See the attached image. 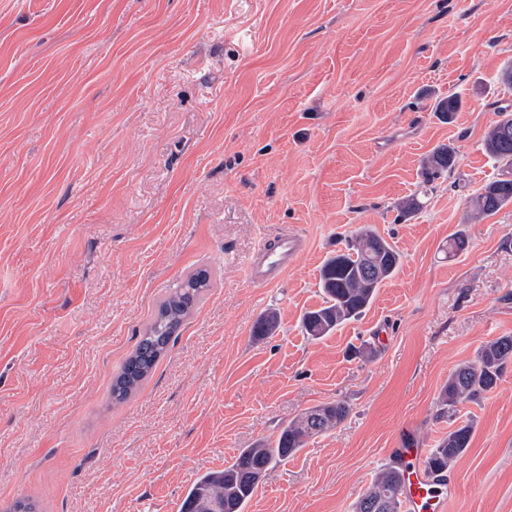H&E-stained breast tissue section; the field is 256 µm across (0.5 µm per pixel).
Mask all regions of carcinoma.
I'll use <instances>...</instances> for the list:
<instances>
[{
  "label": "carcinoma",
  "instance_id": "cac0c4a2",
  "mask_svg": "<svg viewBox=\"0 0 512 512\" xmlns=\"http://www.w3.org/2000/svg\"><path fill=\"white\" fill-rule=\"evenodd\" d=\"M483 150L493 160L512 170V114L502 113L486 133ZM456 151L450 145L436 147L421 164L424 183L429 185L448 175L455 167ZM512 203V175L507 173L486 184L472 200L478 216L496 213ZM401 255L385 238L368 228H360L345 241V249L329 258L321 268L320 307L304 313L302 328L315 339L327 336L345 322L358 318L371 304L377 288L396 273ZM210 287L208 275H190L159 306L134 353L127 359L112 383V398L126 399L151 373L167 350L173 335L184 322L197 297ZM274 311L256 321L253 334L269 336L277 328ZM512 362V336H500L480 349L474 362L459 365L448 377L441 395L439 415H454L462 403L480 402L497 387L504 369ZM343 401L326 402L305 410L284 426L272 442L243 448L224 464V469L206 472L190 486L180 512H245L255 489L266 472L287 459L306 443L325 434L347 417ZM472 439V428L462 425L434 449L430 464L437 471H450L465 454ZM400 474L393 467L380 470L373 483L355 505V512H400Z\"/></svg>",
  "mask_w": 512,
  "mask_h": 512
}]
</instances>
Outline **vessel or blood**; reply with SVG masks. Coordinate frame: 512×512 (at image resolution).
<instances>
[{"mask_svg":"<svg viewBox=\"0 0 512 512\" xmlns=\"http://www.w3.org/2000/svg\"><path fill=\"white\" fill-rule=\"evenodd\" d=\"M303 240L294 232L283 231L273 244L262 245L248 266V281L261 288L288 271L291 260L302 250ZM431 451L404 432L397 447L388 449L387 458L398 470L402 482L400 498L403 512H448L454 489L447 475L432 470Z\"/></svg>","mask_w":512,"mask_h":512,"instance_id":"vessel-or-blood-1","label":"vessel or blood"}]
</instances>
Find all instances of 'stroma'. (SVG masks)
Wrapping results in <instances>:
<instances>
[{
	"instance_id": "stroma-1",
	"label": "stroma",
	"mask_w": 512,
	"mask_h": 512,
	"mask_svg": "<svg viewBox=\"0 0 512 512\" xmlns=\"http://www.w3.org/2000/svg\"><path fill=\"white\" fill-rule=\"evenodd\" d=\"M509 67L512 0H0V512H179L198 476L334 400L345 420L245 512H353L402 429L434 449L464 423L449 512H512V365L438 415L450 373L512 336V204L470 206L503 173L482 140L512 106ZM451 95L448 121L433 106ZM441 144L456 166L422 189ZM287 227L303 251L252 287L261 240ZM362 227L401 266L311 338L320 270ZM201 268L211 286L166 355L113 401ZM270 310L275 333L253 336Z\"/></svg>"
}]
</instances>
